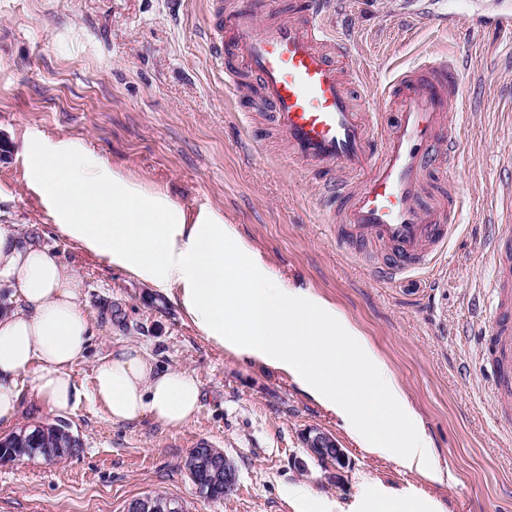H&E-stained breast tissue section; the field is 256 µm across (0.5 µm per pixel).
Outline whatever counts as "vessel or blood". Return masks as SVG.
Returning <instances> with one entry per match:
<instances>
[{
	"label": "vessel or blood",
	"mask_w": 512,
	"mask_h": 512,
	"mask_svg": "<svg viewBox=\"0 0 512 512\" xmlns=\"http://www.w3.org/2000/svg\"><path fill=\"white\" fill-rule=\"evenodd\" d=\"M328 0H302L303 17L276 26L259 22L257 9L228 13L209 30V51L224 66L228 90L248 73L287 139L294 159L320 172L321 192L338 206L345 236L356 245H382L388 255L375 267L394 282L424 268L433 251L455 230L452 214L463 193L449 182L447 195L427 198L426 177L445 159L442 145H456L452 98L457 73L452 63L430 65V79L402 72L388 94L399 103L394 120L353 109L347 84L320 50L330 37L323 23ZM341 168L358 173L355 186L332 178ZM495 314L482 341L501 355L493 392L512 396V293L492 279Z\"/></svg>",
	"instance_id": "obj_1"
}]
</instances>
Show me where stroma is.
Masks as SVG:
<instances>
[{"instance_id": "obj_1", "label": "stroma", "mask_w": 512, "mask_h": 512, "mask_svg": "<svg viewBox=\"0 0 512 512\" xmlns=\"http://www.w3.org/2000/svg\"><path fill=\"white\" fill-rule=\"evenodd\" d=\"M255 0H0V225L69 265L83 286L92 336L73 367L88 389L116 341L147 349L160 368L194 376L203 398L180 428L151 419L113 424L83 397L62 413L83 448L62 462H0V512H125L163 491L187 512H371L377 499H433L438 512H512V400L489 390L479 348L495 300L485 245L512 232L502 202L512 186V34L479 25L496 0H338L326 25L345 40L336 65L357 110L393 111L383 88L425 61L454 58L461 124L449 168L466 203L458 228L423 270L387 284L371 272L380 248L354 254L336 232L319 175L288 159L251 82L224 94L206 29ZM84 142L108 167L165 193L188 214L210 208L257 251L285 286L331 304L374 347L421 417L440 483L361 448L284 371L207 341L171 301L63 236L23 172L27 138ZM332 434L344 473L309 459L301 434ZM224 450L236 491L200 498L184 466L196 442Z\"/></svg>"}]
</instances>
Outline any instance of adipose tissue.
<instances>
[{"label": "adipose tissue", "instance_id": "adipose-tissue-1", "mask_svg": "<svg viewBox=\"0 0 512 512\" xmlns=\"http://www.w3.org/2000/svg\"><path fill=\"white\" fill-rule=\"evenodd\" d=\"M26 152L29 186L74 245L177 302L214 345L285 370L363 447L435 475L429 438L373 347L333 305L274 280L221 213L187 216L76 140L32 139ZM0 285L10 304L0 313V426L15 419L25 383L47 412L74 408L72 368L91 334L79 278L3 224ZM92 395L113 423L178 428L198 411L201 387L119 341L95 367Z\"/></svg>", "mask_w": 512, "mask_h": 512}]
</instances>
